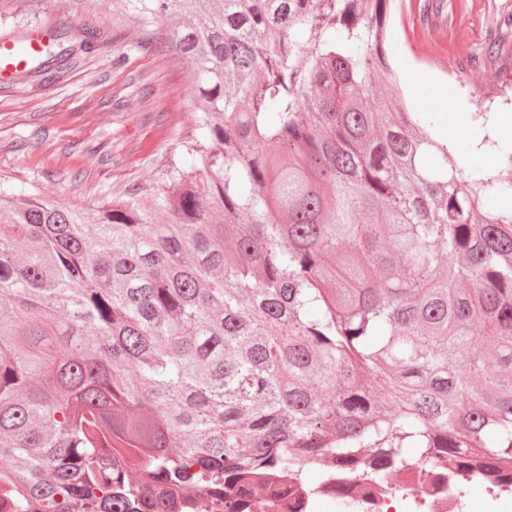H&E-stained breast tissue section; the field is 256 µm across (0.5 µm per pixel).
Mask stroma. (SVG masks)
Returning <instances> with one entry per match:
<instances>
[{
    "instance_id": "obj_1",
    "label": "stroma",
    "mask_w": 512,
    "mask_h": 512,
    "mask_svg": "<svg viewBox=\"0 0 512 512\" xmlns=\"http://www.w3.org/2000/svg\"><path fill=\"white\" fill-rule=\"evenodd\" d=\"M83 15L46 0L43 26L99 33L96 51L61 74L0 80V182L90 210L160 184L195 127L191 63L131 48L110 23L112 0ZM388 62L408 105L438 113L454 148L470 153L458 104L480 90L487 106L512 82V0H395ZM499 49L487 54L489 41ZM472 153V152H471Z\"/></svg>"
}]
</instances>
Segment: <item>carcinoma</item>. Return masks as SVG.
Instances as JSON below:
<instances>
[{
  "label": "carcinoma",
  "mask_w": 512,
  "mask_h": 512,
  "mask_svg": "<svg viewBox=\"0 0 512 512\" xmlns=\"http://www.w3.org/2000/svg\"><path fill=\"white\" fill-rule=\"evenodd\" d=\"M392 6L113 0L138 50L183 16L195 129L145 199L0 184V512H272L313 472L348 512L431 460L512 488V178L378 95Z\"/></svg>",
  "instance_id": "carcinoma-1"
}]
</instances>
